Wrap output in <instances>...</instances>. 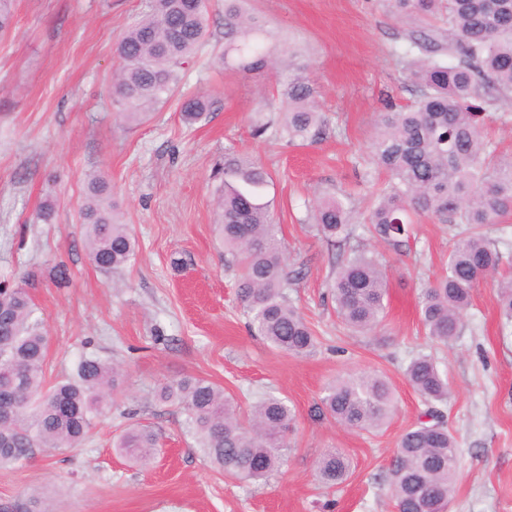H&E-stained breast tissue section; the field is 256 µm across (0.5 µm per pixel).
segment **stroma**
Returning a JSON list of instances; mask_svg holds the SVG:
<instances>
[{
  "label": "stroma",
  "mask_w": 512,
  "mask_h": 512,
  "mask_svg": "<svg viewBox=\"0 0 512 512\" xmlns=\"http://www.w3.org/2000/svg\"><path fill=\"white\" fill-rule=\"evenodd\" d=\"M145 0H14L0 33V283L27 282L49 336L46 379L71 376L80 358L119 364L121 386L75 448H38L0 467V512H30L46 492L51 512H396L385 476L401 435L424 410L404 370L432 355L448 380V427L460 456L450 512H512V325L494 288L480 285L467 326L452 347L425 335L423 279L445 273L455 227L423 217L414 251H374L387 272L386 317L370 335L341 322L329 284L336 255L308 222L318 196L336 194L354 216L386 179L368 160L387 103L415 100L394 54L411 27L382 0H248L273 44L302 46L327 126L316 141L289 145L253 134L257 115L276 118L274 73L244 75L214 64L224 45V0H207L208 40L184 64L179 94L206 93L207 120L186 126L176 102L134 125L112 95L115 46ZM271 175L264 199L281 227L289 267L302 278L289 296L318 338L297 357L250 335L215 221L225 149ZM102 176L135 239L124 269L107 273L89 257L81 208L88 175ZM52 203L54 216L38 213ZM65 265L56 278V265ZM375 371L392 384L397 412L377 433L319 417L327 384ZM207 378L248 412L271 393L295 419L283 474L246 483L213 469L186 415L159 400L160 388ZM152 426L161 451L132 465L113 443L131 422ZM351 467L333 489L314 476L324 449Z\"/></svg>",
  "instance_id": "35a3bbf8"
}]
</instances>
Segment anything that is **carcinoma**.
<instances>
[{"label": "carcinoma", "instance_id": "carcinoma-1", "mask_svg": "<svg viewBox=\"0 0 512 512\" xmlns=\"http://www.w3.org/2000/svg\"><path fill=\"white\" fill-rule=\"evenodd\" d=\"M396 15L433 18L424 31H411L395 51L416 101L385 112L371 143L373 163L388 174L376 191V204L353 222L352 211L337 198H322L309 223L336 247L358 240V228L396 254L411 252L416 241L412 215L461 227L453 237L448 272L427 281L419 293L426 335L444 345L462 334L464 314L482 282L497 288L501 316L512 322V264L487 229L512 215V161L496 160L486 136L489 115L512 103V0H383ZM206 9L191 0H150L148 12L132 23L115 47L119 61L113 96L128 123L146 119L177 91L182 66L207 38ZM217 63L245 75L284 64L293 71L279 85L285 109L277 123L260 122L256 134L288 144L316 139L327 120L303 68L276 59L265 30L246 14L240 0H224V53ZM212 102L196 93L181 101V116L192 125L207 118ZM269 173L232 151L224 154V192L217 197L219 233L225 253L241 268L237 295L253 333L272 347L296 356L317 348V338L287 290L300 271L285 263L278 225L262 201ZM93 263L102 271L125 267L135 255L128 225L117 218L111 189L98 175L88 177L82 209ZM340 259L330 291L336 311L351 330L365 334L381 326L387 275L379 260L356 246ZM45 320L26 287H0V466L33 454L35 448H67L89 437L102 412L107 388L117 390L116 369L96 356L83 358L76 376L45 387ZM405 376L424 400L423 420L400 437L386 475L397 512H448L455 492L459 457L441 406L448 381L429 355L412 358ZM159 398L182 407L197 447L224 475L265 480L286 462L287 432L293 420L288 404L274 396L258 398L246 413L224 389L206 378L187 377L167 384ZM396 409L395 395L380 374L363 371L325 388L319 414L359 431L383 428ZM160 447L159 434L131 426L115 450L146 464ZM350 462L337 448L323 451L316 477L327 487L342 483Z\"/></svg>", "mask_w": 512, "mask_h": 512}]
</instances>
